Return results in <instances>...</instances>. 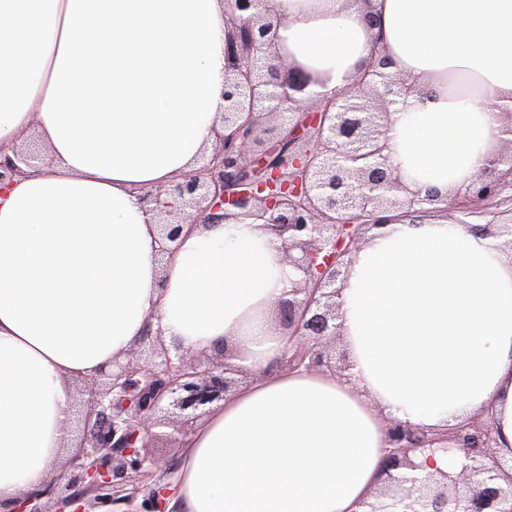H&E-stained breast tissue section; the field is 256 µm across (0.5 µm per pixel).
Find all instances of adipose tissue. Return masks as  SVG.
I'll return each instance as SVG.
<instances>
[{
    "mask_svg": "<svg viewBox=\"0 0 512 512\" xmlns=\"http://www.w3.org/2000/svg\"><path fill=\"white\" fill-rule=\"evenodd\" d=\"M272 51L342 93L372 54L415 87L387 160L447 194L489 167L512 112V0H268ZM224 0H0V152L45 157L0 184V503L65 452L69 383L150 315L194 352L230 345L253 383L187 438L184 512H362L384 414L425 430L493 415L512 458V253L460 224L372 231L338 298L350 370L274 372L270 313L300 274L263 221L204 224L159 254L141 193L196 168L224 113Z\"/></svg>",
    "mask_w": 512,
    "mask_h": 512,
    "instance_id": "1",
    "label": "adipose tissue"
}]
</instances>
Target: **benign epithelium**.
<instances>
[{
  "instance_id": "benign-epithelium-1",
  "label": "benign epithelium",
  "mask_w": 512,
  "mask_h": 512,
  "mask_svg": "<svg viewBox=\"0 0 512 512\" xmlns=\"http://www.w3.org/2000/svg\"><path fill=\"white\" fill-rule=\"evenodd\" d=\"M224 134L194 172L141 200L159 216L162 256L174 253L183 221L254 218L282 239L284 259L301 279L277 304L291 346L285 364L344 376L330 346L340 335L338 283L368 233L399 218H420L450 208L472 214L512 189V138L508 153L459 187L453 196L411 189L387 166L384 130L391 107L412 86L386 55L371 57L341 96L317 100L304 94L309 75L271 62L272 28L283 24L263 0H225ZM41 156L16 150L0 160V182L24 173ZM182 208L169 210L168 198ZM492 236L512 237V208L483 225ZM151 343L144 358L115 360L86 380L80 400L91 430L67 459L57 481L64 492L59 512H92L102 500L125 512H166L171 482L144 483L122 496L111 490L133 471L149 479L162 467L148 444L171 419H194L224 401L241 370L224 351L194 353L168 347L148 323L138 342ZM452 443L466 462L454 472L422 478L410 453ZM385 482L363 512H512V465L500 458L494 422H467L446 434H429L388 419ZM93 499H88V496ZM141 504H136L137 499ZM6 512H45L39 494L18 496Z\"/></svg>"
}]
</instances>
